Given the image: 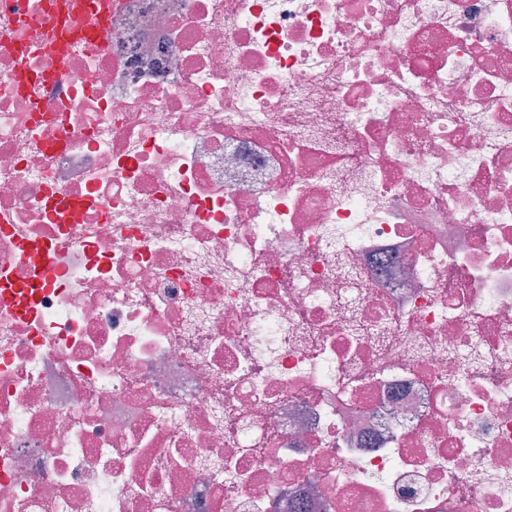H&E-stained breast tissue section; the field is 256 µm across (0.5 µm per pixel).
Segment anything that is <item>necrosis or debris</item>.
I'll return each instance as SVG.
<instances>
[{"label": "necrosis or debris", "mask_w": 512, "mask_h": 512, "mask_svg": "<svg viewBox=\"0 0 512 512\" xmlns=\"http://www.w3.org/2000/svg\"><path fill=\"white\" fill-rule=\"evenodd\" d=\"M0 0V512H512V0Z\"/></svg>", "instance_id": "obj_1"}]
</instances>
